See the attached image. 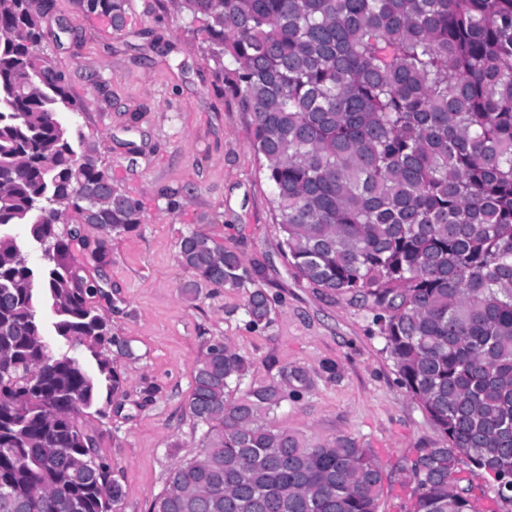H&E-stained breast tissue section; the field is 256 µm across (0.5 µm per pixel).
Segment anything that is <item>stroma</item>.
<instances>
[{"instance_id": "1", "label": "stroma", "mask_w": 512, "mask_h": 512, "mask_svg": "<svg viewBox=\"0 0 512 512\" xmlns=\"http://www.w3.org/2000/svg\"><path fill=\"white\" fill-rule=\"evenodd\" d=\"M168 0H130L126 27L50 0L39 55L62 70L82 128L113 185L137 201L144 221L111 235L95 277L112 331L136 356L117 357L127 381L120 411L89 418L101 455L124 490L117 512H149L171 468L201 451L202 426L187 410L191 372L209 343L229 340L251 363L247 383L300 365L311 392L272 423L310 444L340 435L368 448L385 472L379 512H404L412 487L401 468L438 435L400 384L370 309L296 280L280 248L272 188L251 147L253 116L223 90L200 51L201 33ZM194 231L266 264L275 299L268 325L251 327L243 293L183 292L181 239Z\"/></svg>"}]
</instances>
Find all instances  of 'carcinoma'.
<instances>
[{"label": "carcinoma", "mask_w": 512, "mask_h": 512, "mask_svg": "<svg viewBox=\"0 0 512 512\" xmlns=\"http://www.w3.org/2000/svg\"><path fill=\"white\" fill-rule=\"evenodd\" d=\"M120 32L128 0H76ZM206 22L202 54L254 117L281 250L313 288L378 310L384 350L439 440L401 471L407 512H473L459 466L512 504V0H170ZM47 0H0V512H117L122 486L85 426L125 397L109 356L130 342L71 257V212L103 234L142 223L84 135L64 73L29 83ZM41 250L32 264L13 233ZM107 240L88 263L107 264ZM178 262L245 292L271 322L265 268L202 232ZM212 342L192 370L201 453L175 465L151 512H378L382 471L339 436L310 446L271 415L314 386Z\"/></svg>", "instance_id": "obj_1"}]
</instances>
